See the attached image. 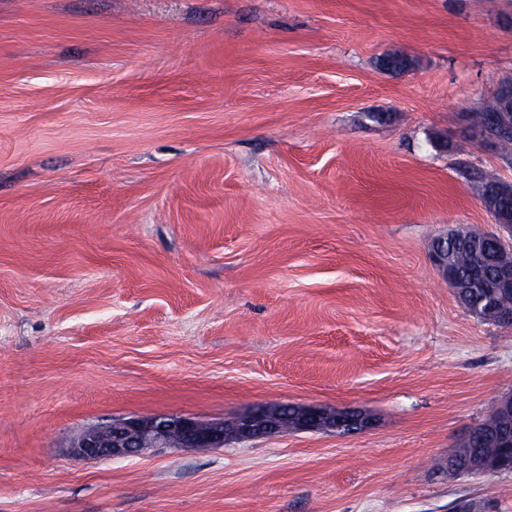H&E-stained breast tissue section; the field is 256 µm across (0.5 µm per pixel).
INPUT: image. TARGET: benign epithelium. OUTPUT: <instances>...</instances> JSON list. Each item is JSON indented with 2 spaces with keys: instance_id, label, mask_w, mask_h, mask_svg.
Returning <instances> with one entry per match:
<instances>
[{
  "instance_id": "7a95c632",
  "label": "benign epithelium",
  "mask_w": 512,
  "mask_h": 512,
  "mask_svg": "<svg viewBox=\"0 0 512 512\" xmlns=\"http://www.w3.org/2000/svg\"><path fill=\"white\" fill-rule=\"evenodd\" d=\"M496 232H483L480 237H494L501 247L512 248V224L494 221ZM440 236L432 243V255L439 275L448 282L453 292H458L457 272L448 256L446 238ZM472 313L501 326H512V311L495 308L489 300L472 307ZM288 406H260L236 417L231 423L202 421L194 416L130 415L114 419L108 424L91 427L83 431L71 445V450L86 459L134 457L150 448H221L229 440H256L276 435L283 422L293 431H363L372 426L369 416L347 408L328 410L317 404L295 408L294 416L284 413ZM512 468V448H497L477 459L467 467L455 460L443 464L447 473L491 476Z\"/></svg>"
}]
</instances>
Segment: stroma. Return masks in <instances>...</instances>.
Instances as JSON below:
<instances>
[{"mask_svg":"<svg viewBox=\"0 0 512 512\" xmlns=\"http://www.w3.org/2000/svg\"><path fill=\"white\" fill-rule=\"evenodd\" d=\"M506 80L512 0H0V512H512L438 468L512 328L431 257L496 229L463 170L512 183L469 124ZM289 403L373 426L71 450ZM472 313L480 318H486L489 321L498 323L501 326H512V311L498 310L490 300L473 305Z\"/></svg>","mask_w":512,"mask_h":512,"instance_id":"stroma-1","label":"stroma"}]
</instances>
